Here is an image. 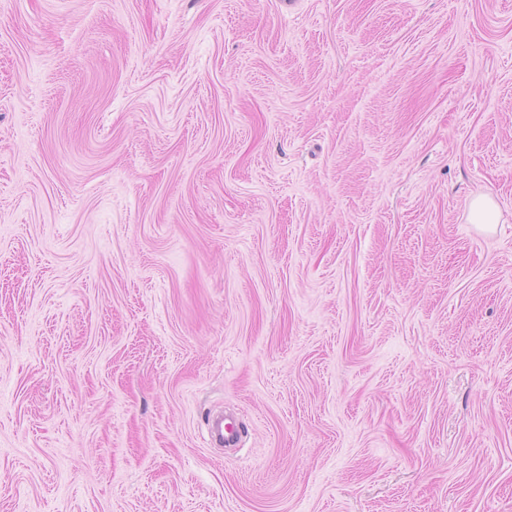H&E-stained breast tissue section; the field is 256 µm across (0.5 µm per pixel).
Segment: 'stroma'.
<instances>
[{"instance_id":"1","label":"stroma","mask_w":512,"mask_h":512,"mask_svg":"<svg viewBox=\"0 0 512 512\" xmlns=\"http://www.w3.org/2000/svg\"><path fill=\"white\" fill-rule=\"evenodd\" d=\"M0 512H512V0H0ZM469 217L472 224H478L480 227L489 229L492 224L497 223L498 212L493 202L483 196L471 202Z\"/></svg>"}]
</instances>
